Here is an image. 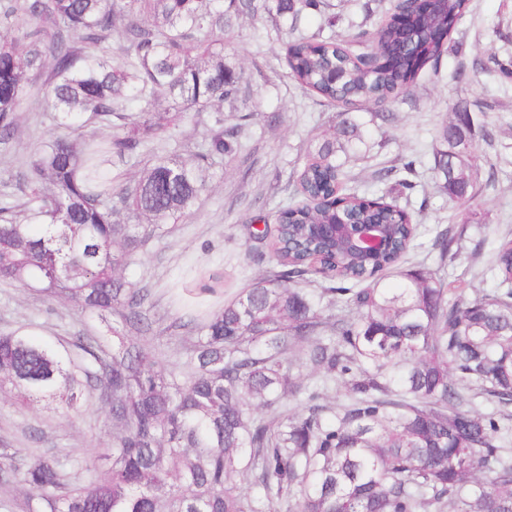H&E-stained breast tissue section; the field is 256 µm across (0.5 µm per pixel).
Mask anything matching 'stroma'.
<instances>
[{"label": "stroma", "instance_id": "obj_1", "mask_svg": "<svg viewBox=\"0 0 512 512\" xmlns=\"http://www.w3.org/2000/svg\"><path fill=\"white\" fill-rule=\"evenodd\" d=\"M323 24L320 15H309L301 31L279 40L264 21L246 18L224 35L225 59L243 66L254 90L252 118L224 114L225 127L241 126L243 148L229 163L215 165L195 215L139 248L123 271L127 281L155 291L154 334L148 343L167 361L185 360L176 324L181 304L174 286L184 279L189 264L222 269L228 297L269 269L268 263L244 259L245 252L266 250L253 236L252 219L275 211L292 196L309 142L335 125L341 111L299 88L286 65L288 42L317 33ZM453 38L462 43V53L444 55L438 67L424 69L403 99L385 104L395 119L386 127L384 145L357 161L355 170L371 183L379 170L408 157L420 158L410 207L419 212L423 233L406 266L436 272L458 293L473 297L494 293L492 255L505 232L512 231V80L501 74L502 69H512V0H470ZM461 108L473 117L472 148L480 157L473 174L475 196L465 202L449 200L431 171L436 131ZM487 127L494 134L490 142L483 138ZM55 131L51 113L33 100H23L16 138L8 153H0V188L15 182L25 161ZM470 211L487 214L488 224L465 223ZM448 229L459 253L442 260L432 242ZM88 323L75 303L50 302L20 288L0 286V333L31 325L46 337L64 339ZM33 426L43 430L42 443L30 439ZM111 442L112 426L97 400H90L83 420L70 423L56 417L46 401L23 406L13 395L0 393V451L35 446L51 453L63 448L84 458L101 453Z\"/></svg>", "mask_w": 512, "mask_h": 512}]
</instances>
